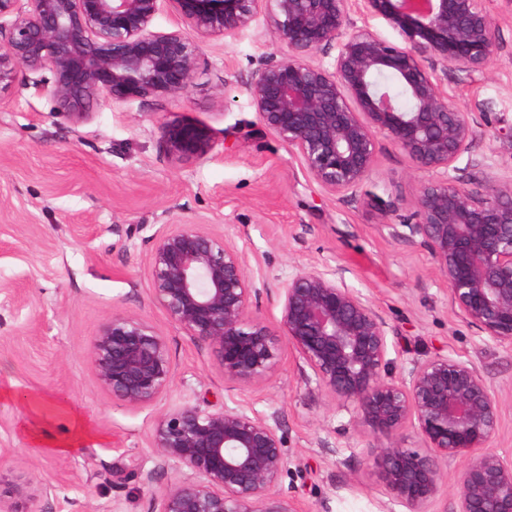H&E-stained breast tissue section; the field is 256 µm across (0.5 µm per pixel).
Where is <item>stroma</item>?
Masks as SVG:
<instances>
[{
	"label": "stroma",
	"mask_w": 512,
	"mask_h": 512,
	"mask_svg": "<svg viewBox=\"0 0 512 512\" xmlns=\"http://www.w3.org/2000/svg\"><path fill=\"white\" fill-rule=\"evenodd\" d=\"M497 49L474 81L440 73L455 106L479 125L466 175L512 182V6L485 0ZM280 47L255 18L232 39L202 46L200 66L182 98H148L97 108L75 123L56 112L46 89L18 78L0 94V495L26 486V512H156L153 490L178 475L152 470L149 448L168 407L208 400L276 414L288 470L277 486L298 512H405L370 466L376 442L315 383L290 346L263 382L225 378L211 346L171 323L154 299L150 237L162 224H198L242 251L260 288L256 315L280 320V290L297 269L342 274L388 326L394 373L439 354L474 363L500 403L492 446L512 461V346L484 342L448 304V286L419 245L378 230L379 213L330 195L297 155L268 131L248 90L253 71ZM206 127L207 156L169 161L164 122ZM427 173L380 139L373 181L387 189L396 218L409 216ZM117 314L152 322L166 336L175 375L158 402L125 406L103 389L90 349ZM65 403L85 418L93 440L67 456L37 448L23 430L38 416L53 433ZM52 478L55 491L39 492Z\"/></svg>",
	"instance_id": "1"
}]
</instances>
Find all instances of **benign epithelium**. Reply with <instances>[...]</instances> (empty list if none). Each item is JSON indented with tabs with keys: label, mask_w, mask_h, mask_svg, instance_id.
<instances>
[{
	"label": "benign epithelium",
	"mask_w": 512,
	"mask_h": 512,
	"mask_svg": "<svg viewBox=\"0 0 512 512\" xmlns=\"http://www.w3.org/2000/svg\"><path fill=\"white\" fill-rule=\"evenodd\" d=\"M172 30H153L163 4ZM382 18L405 42H388L352 14ZM286 50L251 76L264 126L295 152L323 190L358 200L371 182L378 137L428 174L416 209L398 223L394 202L371 192L380 232L423 247L448 285L451 310L484 341L512 345V186L452 177L477 136L438 76L470 79L494 55L497 30L484 0H0V91L19 75L48 71L60 113L84 121L96 107L185 95L202 45L232 38L256 16ZM336 45L326 67L312 56ZM165 154L202 157L207 131L176 121L161 127ZM152 292L170 321L214 349L224 376L267 379L280 339L251 312L260 289L247 260L197 224H162L151 236ZM284 338L316 385L352 408L379 447L374 470L407 512H431L447 465L462 460L456 512H512V462L491 448L500 404L479 369L450 355L391 373L384 318L336 271L302 268L280 294ZM97 380L131 408L155 404L174 366L166 336L146 319L114 315L91 346ZM410 425L424 447L404 448ZM155 466L182 478L159 496L158 512H297L276 492L288 471L275 415L207 403L176 405L156 420Z\"/></svg>",
	"instance_id": "7a95c632"
}]
</instances>
